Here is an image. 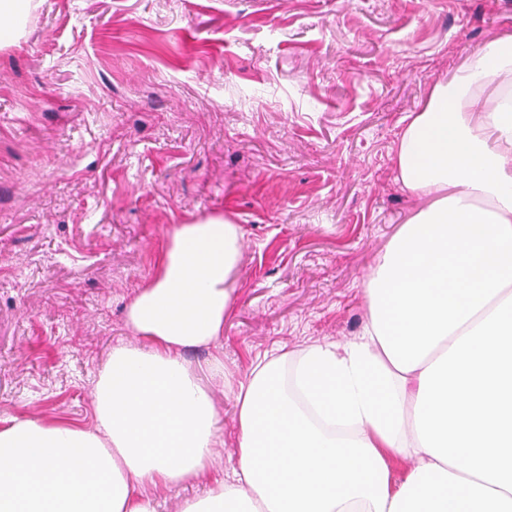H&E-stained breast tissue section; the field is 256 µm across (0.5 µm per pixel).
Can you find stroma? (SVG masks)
<instances>
[{
  "label": "stroma",
  "instance_id": "1",
  "mask_svg": "<svg viewBox=\"0 0 512 512\" xmlns=\"http://www.w3.org/2000/svg\"><path fill=\"white\" fill-rule=\"evenodd\" d=\"M512 31V0H34L0 47V418L93 423V389L172 227L244 231L224 372L366 322L364 289L429 200L401 120ZM217 407L216 473L238 463Z\"/></svg>",
  "mask_w": 512,
  "mask_h": 512
}]
</instances>
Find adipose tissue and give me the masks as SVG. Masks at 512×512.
<instances>
[{"mask_svg":"<svg viewBox=\"0 0 512 512\" xmlns=\"http://www.w3.org/2000/svg\"><path fill=\"white\" fill-rule=\"evenodd\" d=\"M394 165L434 202L379 255L360 336L227 381L230 475L210 470L217 412L184 356L213 348L224 371L244 233L217 216L170 232L93 427L0 419V512H155L149 489L196 478L183 512H512V33L406 116Z\"/></svg>","mask_w":512,"mask_h":512,"instance_id":"ef3b65f1","label":"adipose tissue"}]
</instances>
